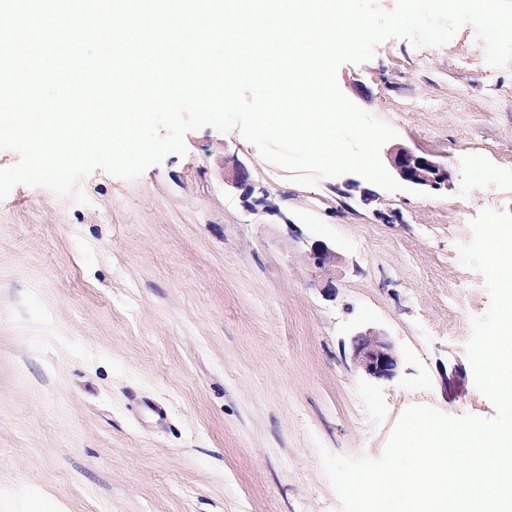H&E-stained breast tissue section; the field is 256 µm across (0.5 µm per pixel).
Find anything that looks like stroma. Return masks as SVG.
<instances>
[{"mask_svg":"<svg viewBox=\"0 0 512 512\" xmlns=\"http://www.w3.org/2000/svg\"><path fill=\"white\" fill-rule=\"evenodd\" d=\"M427 53L391 38L336 74L395 130L381 155L447 167L425 195L304 187L204 127L137 178L80 179L88 205L0 200V512H342L319 447L379 458L415 405L494 415L466 356L490 296L456 246L481 210L512 212V62L489 66L469 25ZM369 328L392 377L352 359ZM312 264L320 271H328L336 264V251L327 243L319 241L313 243L310 251Z\"/></svg>","mask_w":512,"mask_h":512,"instance_id":"35a3bbf8","label":"stroma"}]
</instances>
